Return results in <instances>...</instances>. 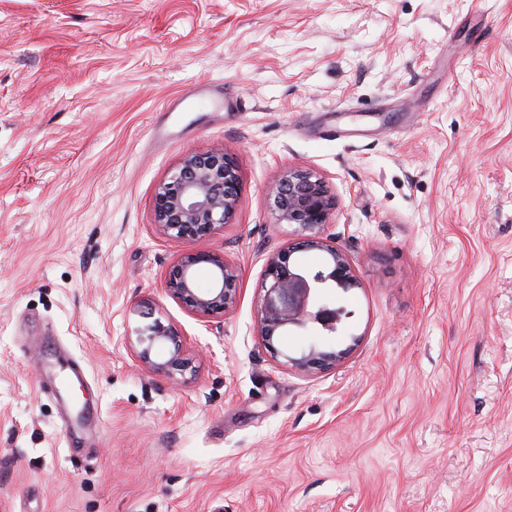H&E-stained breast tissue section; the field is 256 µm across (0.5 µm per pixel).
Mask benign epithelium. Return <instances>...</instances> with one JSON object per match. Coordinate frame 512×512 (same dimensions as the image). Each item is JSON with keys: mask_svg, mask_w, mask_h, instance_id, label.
Instances as JSON below:
<instances>
[{"mask_svg": "<svg viewBox=\"0 0 512 512\" xmlns=\"http://www.w3.org/2000/svg\"><path fill=\"white\" fill-rule=\"evenodd\" d=\"M240 175L236 162L222 147L186 155L155 195V226L168 239L189 243L215 234L235 216L240 202ZM276 223L294 227L298 242L272 253L263 270L258 332L274 356L280 337L311 324L333 332L334 312L322 289L357 288V271L346 251L336 246L325 228L336 206L322 178L310 171L294 170L267 189ZM316 250L322 269L310 275L302 270L296 254ZM212 270V284L202 288L196 268ZM164 288L169 296L201 321L210 323L233 311L240 298L238 267L216 252L186 251L167 271ZM358 338L343 349L314 341L297 354L284 355L289 370L311 376L342 362ZM134 358L145 369L163 375L194 371L193 357L178 327L156 319L130 344Z\"/></svg>", "mask_w": 512, "mask_h": 512, "instance_id": "obj_1", "label": "benign epithelium"}]
</instances>
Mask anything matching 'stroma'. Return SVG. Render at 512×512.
<instances>
[{"label":"stroma","instance_id":"35a3bbf8","mask_svg":"<svg viewBox=\"0 0 512 512\" xmlns=\"http://www.w3.org/2000/svg\"><path fill=\"white\" fill-rule=\"evenodd\" d=\"M216 144L203 323L154 201ZM291 170L360 279L309 377L258 335ZM154 317L194 373L135 362ZM0 512H512V0H0ZM208 265L212 270V284L201 288L196 280V268ZM164 288L169 296L202 322L224 319L233 311L240 298L238 267L224 254L216 252L186 251L167 271Z\"/></svg>","mask_w":512,"mask_h":512}]
</instances>
